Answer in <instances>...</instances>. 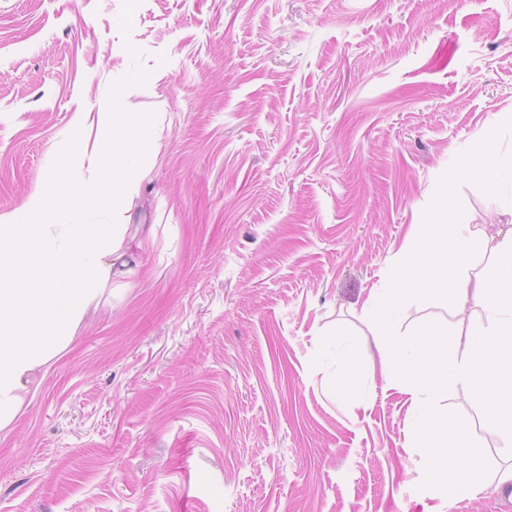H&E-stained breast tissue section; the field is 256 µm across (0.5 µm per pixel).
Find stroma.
<instances>
[{
	"mask_svg": "<svg viewBox=\"0 0 512 512\" xmlns=\"http://www.w3.org/2000/svg\"><path fill=\"white\" fill-rule=\"evenodd\" d=\"M109 106L149 122L155 242L0 432V512H512L460 384L435 404L484 489L427 486L373 318L442 176L512 119V0H0V215ZM457 196L489 276L512 201ZM429 323L462 358L487 319L412 300L393 331Z\"/></svg>",
	"mask_w": 512,
	"mask_h": 512,
	"instance_id": "stroma-1",
	"label": "stroma"
}]
</instances>
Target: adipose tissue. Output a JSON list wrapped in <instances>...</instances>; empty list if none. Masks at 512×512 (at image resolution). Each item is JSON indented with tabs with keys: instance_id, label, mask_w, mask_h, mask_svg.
<instances>
[{
	"instance_id": "adipose-tissue-1",
	"label": "adipose tissue",
	"mask_w": 512,
	"mask_h": 512,
	"mask_svg": "<svg viewBox=\"0 0 512 512\" xmlns=\"http://www.w3.org/2000/svg\"><path fill=\"white\" fill-rule=\"evenodd\" d=\"M145 117L115 112L101 124L95 142L78 139L57 157V171L23 205L19 217L0 219V431L11 426L39 373L71 347L97 311L113 279L131 275L135 245L128 212L141 174L128 171L133 135ZM89 166V178L74 181L70 169ZM111 212L110 223H89L86 206Z\"/></svg>"
}]
</instances>
